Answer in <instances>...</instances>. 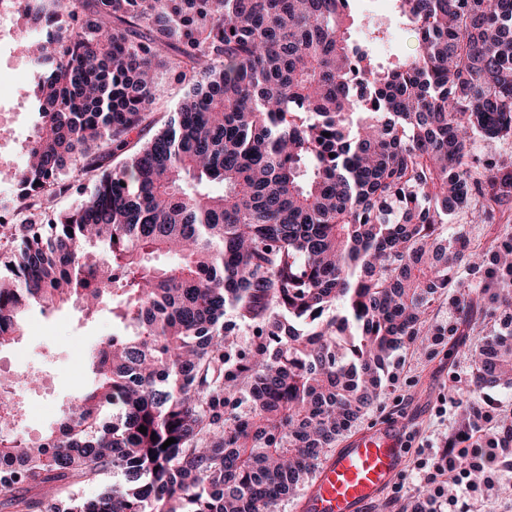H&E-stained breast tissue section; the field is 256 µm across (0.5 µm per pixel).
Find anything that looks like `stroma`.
Wrapping results in <instances>:
<instances>
[{
	"label": "stroma",
	"mask_w": 512,
	"mask_h": 512,
	"mask_svg": "<svg viewBox=\"0 0 512 512\" xmlns=\"http://www.w3.org/2000/svg\"><path fill=\"white\" fill-rule=\"evenodd\" d=\"M11 74L19 94L0 105V164L22 166L26 163L25 146L37 129L39 116L35 99L28 93L34 80L31 68L15 67ZM155 81L157 92L151 112L162 125L176 112L188 87L161 66L155 70ZM499 330L497 323L486 321L466 335L441 339L435 358L411 352L397 358L389 394L354 431L359 434L394 422L405 437L403 465L364 512H433L431 500L423 499L418 490L423 443L430 436L443 444L457 441L468 424L467 400L474 387L471 352ZM124 331V325L111 314L88 318L75 308L64 307L47 316L33 314L19 345L0 348L1 374L41 380L40 387L24 399L26 436L39 438L55 423V414L42 411L46 403H55L57 411L67 409L76 393L91 387V348Z\"/></svg>",
	"instance_id": "35a3bbf8"
}]
</instances>
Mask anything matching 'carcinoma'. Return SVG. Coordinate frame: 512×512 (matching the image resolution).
I'll list each match as a JSON object with an SVG mask.
<instances>
[{
  "label": "carcinoma",
  "mask_w": 512,
  "mask_h": 512,
  "mask_svg": "<svg viewBox=\"0 0 512 512\" xmlns=\"http://www.w3.org/2000/svg\"><path fill=\"white\" fill-rule=\"evenodd\" d=\"M33 0L41 118L0 177L34 211L0 223V348L35 311H108L93 387L37 441L0 433L12 512H277L384 398L396 353L501 322L476 387H512V0ZM396 20L418 47L374 62ZM162 62L189 86L149 121ZM329 136H324V133ZM95 173L65 212L67 172ZM482 299H455L484 266ZM0 392V416L18 417ZM144 426L146 433L138 428ZM156 439H151V436ZM174 438L176 442L163 447ZM103 489L84 497L80 488ZM468 220V213H458L452 220V224L464 225V229L469 233L470 237L475 240L484 242L490 237V235L494 236L495 233L499 231V227L497 225L489 226V224H469L467 223Z\"/></svg>",
  "instance_id": "carcinoma-1"
}]
</instances>
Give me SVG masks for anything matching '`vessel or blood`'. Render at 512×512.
<instances>
[{
    "mask_svg": "<svg viewBox=\"0 0 512 512\" xmlns=\"http://www.w3.org/2000/svg\"><path fill=\"white\" fill-rule=\"evenodd\" d=\"M403 443L401 430L389 423L348 439L325 463L304 512H363L400 472Z\"/></svg>",
    "mask_w": 512,
    "mask_h": 512,
    "instance_id": "1",
    "label": "vessel or blood"
}]
</instances>
